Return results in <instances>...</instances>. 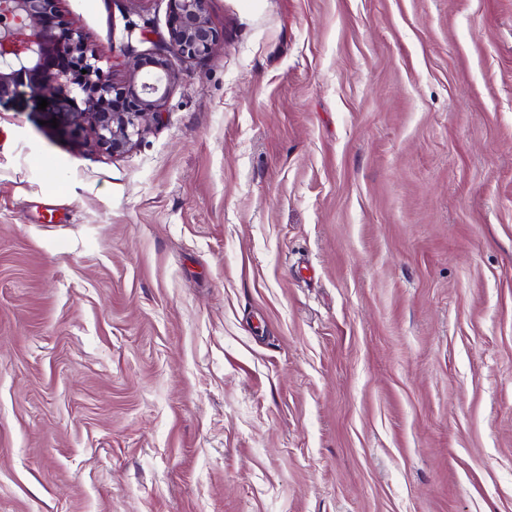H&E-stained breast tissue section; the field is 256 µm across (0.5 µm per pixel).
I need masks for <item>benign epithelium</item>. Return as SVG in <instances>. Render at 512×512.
I'll use <instances>...</instances> for the list:
<instances>
[{"label":"benign epithelium","mask_w":512,"mask_h":512,"mask_svg":"<svg viewBox=\"0 0 512 512\" xmlns=\"http://www.w3.org/2000/svg\"><path fill=\"white\" fill-rule=\"evenodd\" d=\"M57 2L0 0L7 21L0 29V99L25 86L47 99L46 111L113 155L131 148L144 120L161 115L176 79L169 56L203 58L219 39L206 0H170L165 53L134 59L128 83L115 86L98 65V50L68 25Z\"/></svg>","instance_id":"1"}]
</instances>
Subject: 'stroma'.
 I'll list each match as a JSON object with an SVG mask.
<instances>
[{"label":"stroma","instance_id":"35a3bbf8","mask_svg":"<svg viewBox=\"0 0 512 512\" xmlns=\"http://www.w3.org/2000/svg\"><path fill=\"white\" fill-rule=\"evenodd\" d=\"M206 9L125 154L0 100V512H512V0Z\"/></svg>","mask_w":512,"mask_h":512}]
</instances>
